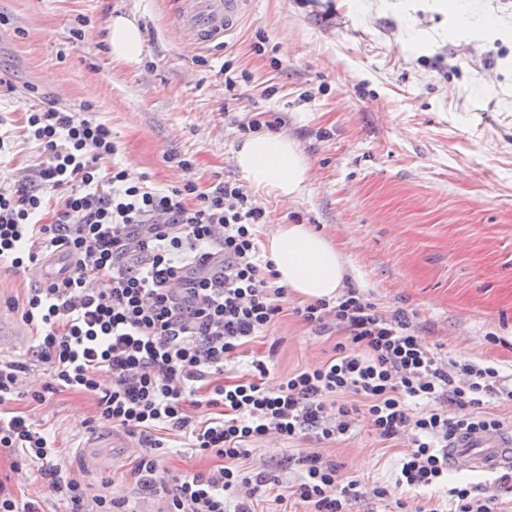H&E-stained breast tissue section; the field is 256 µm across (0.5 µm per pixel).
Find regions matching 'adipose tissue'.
Returning a JSON list of instances; mask_svg holds the SVG:
<instances>
[{"instance_id": "1", "label": "adipose tissue", "mask_w": 512, "mask_h": 512, "mask_svg": "<svg viewBox=\"0 0 512 512\" xmlns=\"http://www.w3.org/2000/svg\"><path fill=\"white\" fill-rule=\"evenodd\" d=\"M110 49L113 59L134 65L143 53L141 29L135 18L112 20ZM235 162L250 185L282 198L302 195L308 165L298 144L284 135L248 136L235 153ZM266 250L279 282L309 300L337 297L347 272L337 247L306 224H275L267 234Z\"/></svg>"}]
</instances>
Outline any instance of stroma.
Returning a JSON list of instances; mask_svg holds the SVG:
<instances>
[{"instance_id": "1", "label": "stroma", "mask_w": 512, "mask_h": 512, "mask_svg": "<svg viewBox=\"0 0 512 512\" xmlns=\"http://www.w3.org/2000/svg\"><path fill=\"white\" fill-rule=\"evenodd\" d=\"M177 2L0 0L13 32L0 45V74L10 82L0 88V118L16 132L0 177L25 175L38 155L18 134L32 105L90 112L110 124L114 163L159 190L188 175L204 190L243 182L235 151L242 124L258 119L270 134L295 139L309 166L297 198L256 192L270 223L307 224L337 243L346 286L384 312H413L441 355L512 374V0H478L477 11L500 25L463 32L429 0H358L353 10L342 0H250L236 35L209 48L180 34ZM120 14L136 16L142 31L144 54L134 67L110 54L108 24ZM439 54L450 67L444 76L429 65ZM185 157L195 162L192 172L178 165ZM36 276L33 265L0 270V318L21 331L5 352L10 360L23 359L33 343L21 314ZM301 303L289 295L291 314L227 364L225 376L258 356L273 384L325 360L341 335L303 322L293 312ZM10 408L44 425L87 496L106 489L128 496L130 512H165L162 490L133 493V449L103 448L100 465L85 462L83 442L105 426L95 396L63 391ZM407 445L381 442L360 422L336 443L311 433L258 442L250 470L289 482L299 475L289 456L319 451L359 479L352 512H411L426 503L446 512V489L460 484L497 490L503 512H512V492L492 474L452 469L444 487H396ZM215 463L181 437L155 478L167 485ZM376 486L389 487L388 500L372 497Z\"/></svg>"}]
</instances>
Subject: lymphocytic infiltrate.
<instances>
[{"instance_id":"lymphocytic-infiltrate-1","label":"lymphocytic infiltrate","mask_w":512,"mask_h":512,"mask_svg":"<svg viewBox=\"0 0 512 512\" xmlns=\"http://www.w3.org/2000/svg\"><path fill=\"white\" fill-rule=\"evenodd\" d=\"M22 132L40 161L29 177L0 184V267L17 272L63 252L69 270L28 288L22 317L31 325V361L47 365L41 389L24 390L27 364L0 360V407L64 390L97 398L100 420L142 439L135 493L155 490L159 431L191 436L220 463L177 478L168 512H253L267 479L244 471L255 442L312 433L332 443L356 421L380 440L408 437L397 486L420 489L448 478L446 448L460 430L497 429L490 399L512 401L498 369L442 358L407 312L383 313L349 288L296 308L305 323L343 332L333 353L268 385L264 360L223 381L224 365L266 335L288 290L263 256L267 213L232 181L201 190L193 179L162 192L111 166V127L63 109H30ZM30 361V362H31ZM111 377L102 388V377ZM430 402L428 411L411 408ZM13 472L40 465L71 512H123L125 497L86 499L64 475L55 448L28 415H0V455ZM301 475L275 504L293 497L308 512H347L358 479L313 451L297 457Z\"/></svg>"}]
</instances>
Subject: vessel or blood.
<instances>
[{
  "instance_id": "obj_1",
  "label": "vessel or blood",
  "mask_w": 512,
  "mask_h": 512,
  "mask_svg": "<svg viewBox=\"0 0 512 512\" xmlns=\"http://www.w3.org/2000/svg\"><path fill=\"white\" fill-rule=\"evenodd\" d=\"M179 28L195 45L225 44L240 27L247 0H179ZM448 464L459 471L512 474V430H463L448 441Z\"/></svg>"
}]
</instances>
